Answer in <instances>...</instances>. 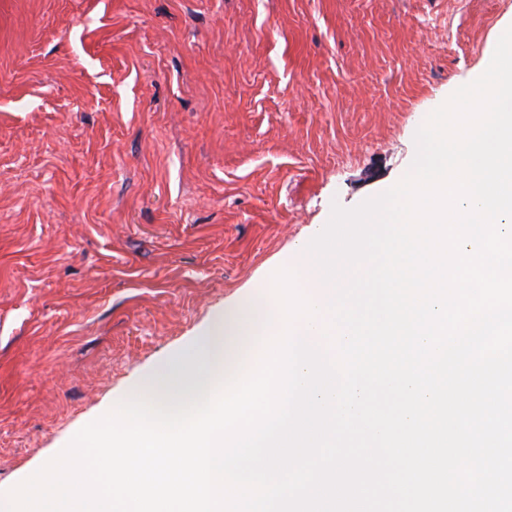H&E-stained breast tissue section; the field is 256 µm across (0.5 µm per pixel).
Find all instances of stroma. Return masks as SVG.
<instances>
[{"label": "stroma", "mask_w": 512, "mask_h": 512, "mask_svg": "<svg viewBox=\"0 0 512 512\" xmlns=\"http://www.w3.org/2000/svg\"><path fill=\"white\" fill-rule=\"evenodd\" d=\"M512 0H0V489L397 183Z\"/></svg>", "instance_id": "35a3bbf8"}]
</instances>
